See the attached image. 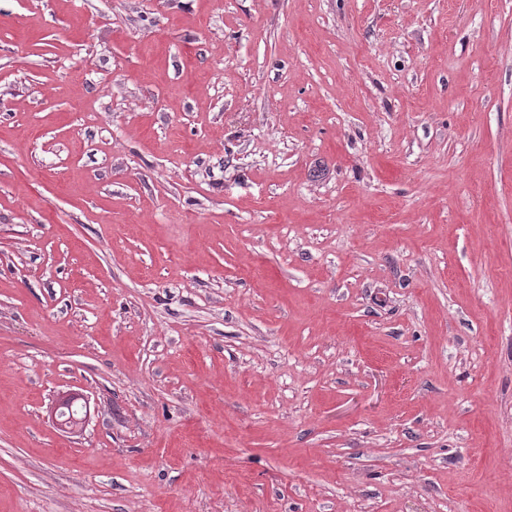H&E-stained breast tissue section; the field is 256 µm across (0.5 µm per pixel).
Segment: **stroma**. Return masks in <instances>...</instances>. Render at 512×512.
<instances>
[{
	"label": "stroma",
	"mask_w": 512,
	"mask_h": 512,
	"mask_svg": "<svg viewBox=\"0 0 512 512\" xmlns=\"http://www.w3.org/2000/svg\"><path fill=\"white\" fill-rule=\"evenodd\" d=\"M0 512H512V0H0ZM73 401H77L78 403L80 401H83V403H79L80 406L83 408V429L87 425L89 421V412L87 409V402L85 399V396L81 393L77 392H63L60 393L55 401L52 403V406L50 407V416L52 418L53 423L56 425V427L67 433H76L80 432L76 428H69L66 424L64 419L62 418V413L64 410V407L67 404L72 403Z\"/></svg>",
	"instance_id": "1"
}]
</instances>
